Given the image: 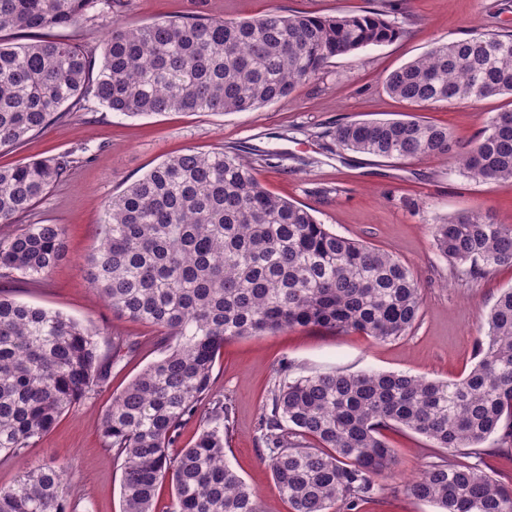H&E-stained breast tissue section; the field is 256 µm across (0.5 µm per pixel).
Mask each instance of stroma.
<instances>
[{"label":"stroma","instance_id":"1","mask_svg":"<svg viewBox=\"0 0 512 512\" xmlns=\"http://www.w3.org/2000/svg\"><path fill=\"white\" fill-rule=\"evenodd\" d=\"M368 9L383 11L404 28V36L331 59L317 79L299 84L287 99L243 113L140 117L90 102L31 136L23 147L0 150V165L64 152L72 160L69 177L21 219L25 225H63L62 259L37 280L0 278V293L91 323L103 337L118 333L142 344L138 357L117 365L106 387L73 406L24 457L0 460V485L12 483L23 468L54 457L70 465L78 512H122L121 464L105 447L99 421L113 396L159 353L153 328L118 315L91 288L85 259L99 244L104 203L165 157L186 149L241 154L270 193L304 206L338 235L394 254L422 287L421 316L397 340L297 327L225 341L212 390L232 409L224 438L226 460L255 493L260 512H290L260 440L280 364L290 365L295 377L372 370L446 380L470 371L487 315L499 293L512 287V267L471 279L464 267L437 254L430 228L441 218L471 212L512 225V181H471L445 156L386 160L342 151L329 132L339 122L414 115L448 127L458 143H476L489 118L512 105V99L495 96L421 108L390 97L382 79L434 43L512 30V0H118L95 22L49 29L45 35L84 45L98 62L116 22L139 26L208 14L242 20L269 11L333 16ZM386 441L395 451L396 467L376 476L380 491L360 512H437L435 505L408 497L403 486L426 465L446 456L458 460V453H446L408 430L387 432Z\"/></svg>","mask_w":512,"mask_h":512}]
</instances>
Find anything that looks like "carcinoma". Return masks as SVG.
<instances>
[{
    "mask_svg": "<svg viewBox=\"0 0 512 512\" xmlns=\"http://www.w3.org/2000/svg\"><path fill=\"white\" fill-rule=\"evenodd\" d=\"M112 0H0V149L94 100L126 116L250 112L286 98L330 59L390 43L403 29L385 14L318 17L276 11L116 24L103 61L79 44L41 36L80 27ZM386 92L417 105L468 104L512 95V34L436 43L390 72ZM336 147L385 159L455 153L478 183L512 181V109L494 114L478 142L456 145L448 127L418 119L338 123ZM70 155L0 166V278L47 275L65 252L61 224L5 229L66 180ZM436 251L473 278L512 266V226L458 215L432 225ZM88 279L112 310L151 325L160 357L112 398L100 421L122 463L123 512H153L168 483L170 512H259L224 460L229 408L212 393L224 341L293 327L396 340L423 307L417 277L393 254L339 236L305 208L270 194L240 155L187 149L107 200ZM101 332L57 311L0 294V454L20 458L65 412L107 386L112 368L139 353L125 336L102 353ZM479 359L463 377L404 372L277 374L263 442L291 512H356L379 491L373 476L396 464L384 432L405 428L433 447L477 448L512 438V288L488 316ZM204 410L193 445L176 448L183 421ZM65 462L25 468L0 485V512H76ZM438 512H512V483L443 459L406 483Z\"/></svg>",
    "mask_w": 512,
    "mask_h": 512,
    "instance_id": "carcinoma-1",
    "label": "carcinoma"
}]
</instances>
